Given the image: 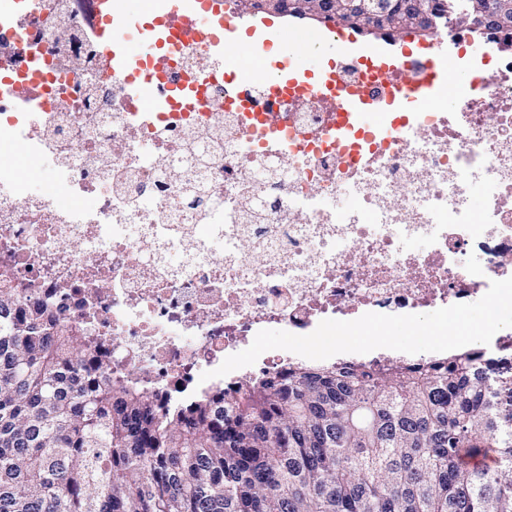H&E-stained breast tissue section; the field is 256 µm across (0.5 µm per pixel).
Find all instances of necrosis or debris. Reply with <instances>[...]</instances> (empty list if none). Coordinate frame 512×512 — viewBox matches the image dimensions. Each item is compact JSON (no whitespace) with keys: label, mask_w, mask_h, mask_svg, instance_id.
Wrapping results in <instances>:
<instances>
[{"label":"necrosis or debris","mask_w":512,"mask_h":512,"mask_svg":"<svg viewBox=\"0 0 512 512\" xmlns=\"http://www.w3.org/2000/svg\"><path fill=\"white\" fill-rule=\"evenodd\" d=\"M13 11L0 0V140L97 203L35 195L0 165V280L89 326L122 379L187 398L223 386L203 372L261 330L467 303L504 278L495 254L460 256L480 234L512 251L511 55L475 76L450 114L402 92L417 62L401 63L390 92L375 71L347 66L337 88L368 91L393 116L381 133L339 140L323 94L283 90L241 107L223 63L191 41L163 76L176 101L133 111L84 8L29 0L19 29ZM29 80L33 96L20 99L12 85ZM343 194L357 201L352 214L326 208ZM416 238L429 250H411Z\"/></svg>","instance_id":"4bbe7bcc"}]
</instances>
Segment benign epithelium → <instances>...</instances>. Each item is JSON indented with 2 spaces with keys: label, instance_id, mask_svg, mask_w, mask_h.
Returning a JSON list of instances; mask_svg holds the SVG:
<instances>
[{
  "label": "benign epithelium",
  "instance_id": "benign-epithelium-1",
  "mask_svg": "<svg viewBox=\"0 0 512 512\" xmlns=\"http://www.w3.org/2000/svg\"><path fill=\"white\" fill-rule=\"evenodd\" d=\"M245 13L282 16L338 26L352 25L362 35H385L392 42L407 34H432L441 23L453 29L482 27L489 32L512 30V0H438L425 7L421 0H238Z\"/></svg>",
  "mask_w": 512,
  "mask_h": 512
}]
</instances>
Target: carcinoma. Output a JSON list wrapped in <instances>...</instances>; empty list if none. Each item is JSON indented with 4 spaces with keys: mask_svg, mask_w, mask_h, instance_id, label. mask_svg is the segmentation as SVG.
I'll return each instance as SVG.
<instances>
[{
    "mask_svg": "<svg viewBox=\"0 0 512 512\" xmlns=\"http://www.w3.org/2000/svg\"><path fill=\"white\" fill-rule=\"evenodd\" d=\"M511 368L289 362L167 399L0 288V512H512Z\"/></svg>",
    "mask_w": 512,
    "mask_h": 512,
    "instance_id": "carcinoma-1",
    "label": "carcinoma"
}]
</instances>
